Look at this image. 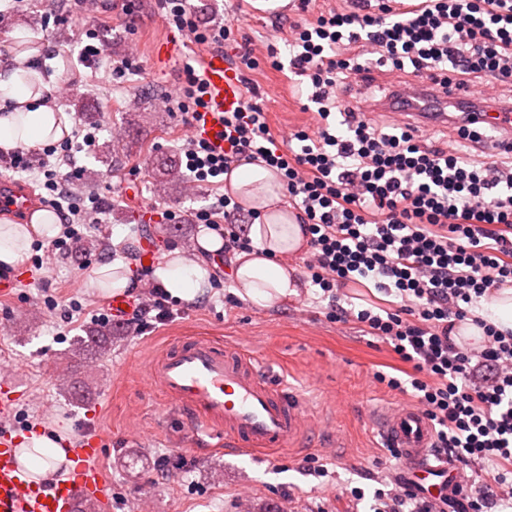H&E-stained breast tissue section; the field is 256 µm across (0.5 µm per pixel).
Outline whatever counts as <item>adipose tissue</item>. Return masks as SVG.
<instances>
[{"mask_svg": "<svg viewBox=\"0 0 512 512\" xmlns=\"http://www.w3.org/2000/svg\"><path fill=\"white\" fill-rule=\"evenodd\" d=\"M69 131L68 116L55 111L51 104L48 83L31 88L26 69L17 62L0 70V148L56 142ZM229 190L245 209L257 215L247 228L252 251L234 257L235 293L260 308L298 295L303 282L288 259L306 248L307 237L294 213L284 207L276 175L264 164H245L232 172ZM59 232L58 218L46 211L36 213L28 225L1 224L0 268L22 265L35 239L49 240ZM198 246V251L189 256L172 251L155 267L154 278L171 297H197L210 278L205 254L219 252L224 244L217 234L207 233L200 237ZM22 446L23 462L40 476L49 475L57 463L66 459L64 448L51 434H30L24 437Z\"/></svg>", "mask_w": 512, "mask_h": 512, "instance_id": "adipose-tissue-1", "label": "adipose tissue"}]
</instances>
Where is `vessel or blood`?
<instances>
[{"label":"vessel or blood","instance_id":"b4317fda","mask_svg":"<svg viewBox=\"0 0 512 512\" xmlns=\"http://www.w3.org/2000/svg\"><path fill=\"white\" fill-rule=\"evenodd\" d=\"M204 78L212 97L210 110L195 123L192 135L208 139L216 151L224 149V115L242 104L241 81L223 52L209 53ZM404 98L430 97L459 102L458 90L428 83L404 87ZM39 205L26 190L0 182V211L32 218ZM151 386L159 388L167 403L190 419L192 437L199 446L223 436L224 445L258 457L293 446L307 424L303 400L285 385L272 384L261 368L240 349H230L204 332L179 337L152 358L147 368ZM16 396L10 384L0 385V512H74L78 502L89 501L99 512H111L112 491L93 463L102 452L100 435L88 432L76 440L69 454L77 463L72 476L55 481L35 480L20 461L13 417ZM384 447L398 449L409 483L424 494L456 497L461 490L457 466L431 451L433 429L414 405L401 404L376 412Z\"/></svg>","mask_w":512,"mask_h":512}]
</instances>
